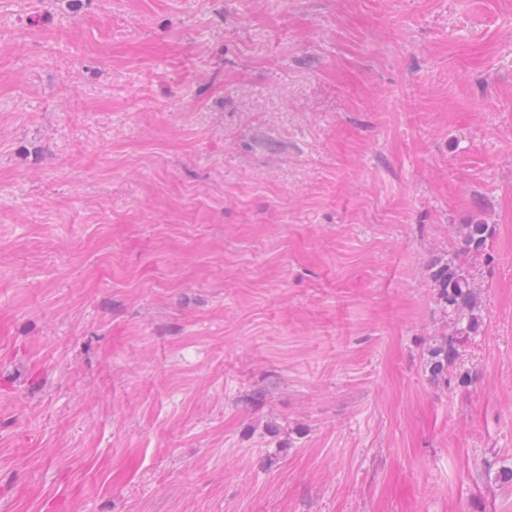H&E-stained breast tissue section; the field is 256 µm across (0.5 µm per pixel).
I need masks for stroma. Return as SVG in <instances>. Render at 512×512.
Instances as JSON below:
<instances>
[{"label":"stroma","instance_id":"stroma-1","mask_svg":"<svg viewBox=\"0 0 512 512\" xmlns=\"http://www.w3.org/2000/svg\"><path fill=\"white\" fill-rule=\"evenodd\" d=\"M511 468L512 0H0V512H512ZM458 253L448 262L436 265L430 275L432 287L440 304L448 309L454 320L453 331L440 341L431 352V374L437 379H448V369L461 357L462 348L478 329L479 298L477 288L458 262V256L481 254L493 234L489 224H464L461 228Z\"/></svg>","mask_w":512,"mask_h":512}]
</instances>
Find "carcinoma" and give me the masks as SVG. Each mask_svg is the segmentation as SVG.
Segmentation results:
<instances>
[{
    "label": "carcinoma",
    "mask_w": 512,
    "mask_h": 512,
    "mask_svg": "<svg viewBox=\"0 0 512 512\" xmlns=\"http://www.w3.org/2000/svg\"><path fill=\"white\" fill-rule=\"evenodd\" d=\"M492 234L493 226L490 224L462 225L458 253L449 257L448 262L435 266L431 272L430 280L437 300L448 309V316L454 320L452 333L432 349L430 367L434 378L447 377L448 369L460 359L462 348L478 329L477 288L458 262V256L481 254Z\"/></svg>",
    "instance_id": "1"
}]
</instances>
